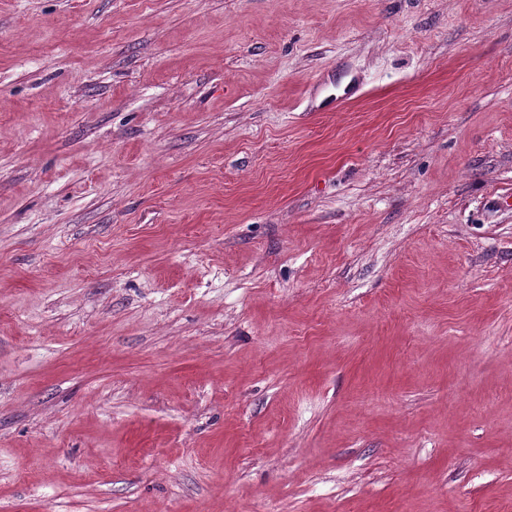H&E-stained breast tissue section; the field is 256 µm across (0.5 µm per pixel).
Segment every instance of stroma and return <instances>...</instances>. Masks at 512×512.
Instances as JSON below:
<instances>
[{
	"label": "stroma",
	"instance_id": "35a3bbf8",
	"mask_svg": "<svg viewBox=\"0 0 512 512\" xmlns=\"http://www.w3.org/2000/svg\"><path fill=\"white\" fill-rule=\"evenodd\" d=\"M0 512H512V0H0Z\"/></svg>",
	"mask_w": 512,
	"mask_h": 512
}]
</instances>
